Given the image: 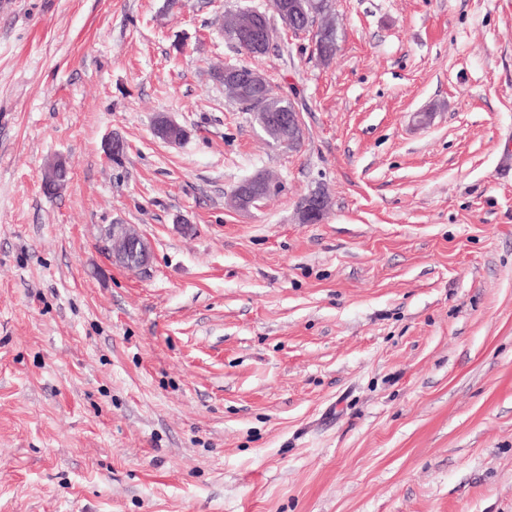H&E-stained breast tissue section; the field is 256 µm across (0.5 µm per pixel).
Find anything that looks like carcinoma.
I'll return each mask as SVG.
<instances>
[{"instance_id":"obj_1","label":"carcinoma","mask_w":512,"mask_h":512,"mask_svg":"<svg viewBox=\"0 0 512 512\" xmlns=\"http://www.w3.org/2000/svg\"><path fill=\"white\" fill-rule=\"evenodd\" d=\"M272 11L283 26L295 32L312 33L319 62L327 64L334 58L338 49V27L332 0H272ZM215 78L224 83L227 97L252 113L261 131L273 143H278L283 131L271 123L269 116L296 111L294 101L286 95H273L268 90L255 91L226 82L222 71L217 72Z\"/></svg>"}]
</instances>
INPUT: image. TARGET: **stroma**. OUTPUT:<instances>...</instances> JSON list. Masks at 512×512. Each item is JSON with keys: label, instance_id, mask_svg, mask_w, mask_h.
I'll return each mask as SVG.
<instances>
[{"label": "stroma", "instance_id": "obj_1", "mask_svg": "<svg viewBox=\"0 0 512 512\" xmlns=\"http://www.w3.org/2000/svg\"><path fill=\"white\" fill-rule=\"evenodd\" d=\"M333 4L323 65L225 40L270 0H0V512H512V0ZM233 80L236 76L246 80L250 88H245L239 84L224 81V71H218L215 74L216 80L224 82V92L233 102L239 104L246 112H252L255 123L261 131L275 144L279 141L281 145H288V138L293 141L292 145H297L301 141L302 130L300 128L288 131V137H282L283 131L271 123L269 116L277 112H298L294 101L288 95H273L269 90L255 91L251 88H269L265 77L258 71L244 65L225 66ZM291 145V146H292ZM260 184L261 179L258 174L242 183L238 189L234 191L236 205L243 210L257 207L258 204L256 201L258 200Z\"/></svg>", "mask_w": 512, "mask_h": 512}]
</instances>
